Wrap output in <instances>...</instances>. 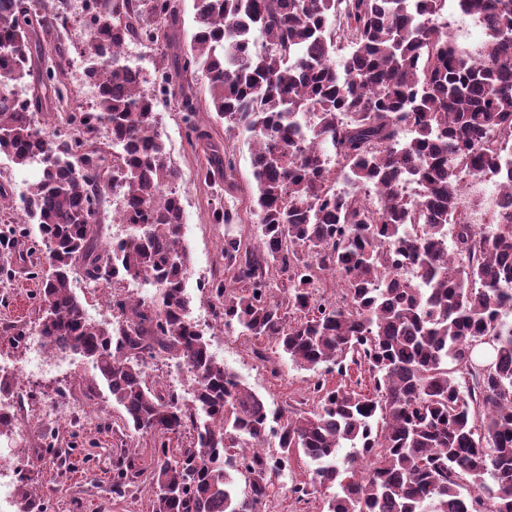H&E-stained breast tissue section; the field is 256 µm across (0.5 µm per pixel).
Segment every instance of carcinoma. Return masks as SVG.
Returning <instances> with one entry per match:
<instances>
[{
	"label": "carcinoma",
	"instance_id": "cac0c4a2",
	"mask_svg": "<svg viewBox=\"0 0 512 512\" xmlns=\"http://www.w3.org/2000/svg\"><path fill=\"white\" fill-rule=\"evenodd\" d=\"M86 2V72L104 86L93 111L66 112L67 131L46 132L38 116L69 95L62 51L40 37L67 27L66 0H0V156L39 172L23 206L48 255L32 271L43 346L91 359L124 425L154 440L151 467L128 458L112 493L146 481L152 512H269L301 453L314 469L292 494L305 502L336 487L326 512H512V223L486 234L457 214L468 176L512 191V0H457L484 25L479 63L439 24L447 0H194L197 30L182 49L173 0ZM148 17L173 49L158 95L113 50L154 42ZM196 69L205 110L254 146L259 234L224 237L225 277L208 287L216 317L318 375L307 409L272 413L188 320L180 173L157 107ZM28 77V96L16 97L11 86ZM190 132L208 148L204 182L233 192L234 158L208 131ZM406 181L421 184L419 198L400 193ZM370 185L382 191L375 207ZM110 188L133 231L115 252L97 224ZM405 265L422 280L402 276ZM78 270L115 291L112 322L85 316L71 289ZM127 281L157 296L122 297ZM159 358L188 368L192 403L151 379L147 361ZM351 364L373 392L319 377ZM33 483L19 470L23 512H44Z\"/></svg>",
	"mask_w": 512,
	"mask_h": 512
}]
</instances>
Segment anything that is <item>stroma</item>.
Returning a JSON list of instances; mask_svg holds the SVG:
<instances>
[{"label": "stroma", "mask_w": 512, "mask_h": 512, "mask_svg": "<svg viewBox=\"0 0 512 512\" xmlns=\"http://www.w3.org/2000/svg\"><path fill=\"white\" fill-rule=\"evenodd\" d=\"M178 106V99L171 97L160 105L159 112L166 149L181 172V235L191 258L185 292L190 299V315L196 318L213 313L215 304L206 285L224 275L221 249L226 229L212 223L210 214L226 204L241 213L248 208L254 189L253 147L245 137L227 135L215 113L198 112L199 125L234 156L241 190L234 199H226L207 188L200 177L205 163L202 147L189 142ZM0 232L8 238L0 245V328L9 326L31 336L38 327V284L29 267L15 263L10 255L29 249L39 238L38 228L14 207L0 214ZM72 289L92 322L111 321V289L92 287L79 273L72 278ZM204 335L217 358L273 411L298 406L307 397L312 372L292 365L276 346L217 328L205 330ZM27 353L22 343L0 335V371L12 379L9 403L16 418L13 432L0 436V462L32 471L49 496L47 512H151L147 489L133 487L123 497L112 495V474L129 452L138 453L141 464L150 463L154 448L151 437L124 429L122 407L113 402L104 382L94 381V370L83 357L74 356L68 369L30 375L26 372ZM81 381L93 382L92 397L78 390ZM49 410L63 413L51 428L41 420ZM102 412L108 418L104 427L98 420ZM310 469L305 457L290 461L277 481L279 494L270 512H322L326 491L315 493L306 503L296 502L291 493L295 485L308 481Z\"/></svg>", "instance_id": "stroma-1"}]
</instances>
